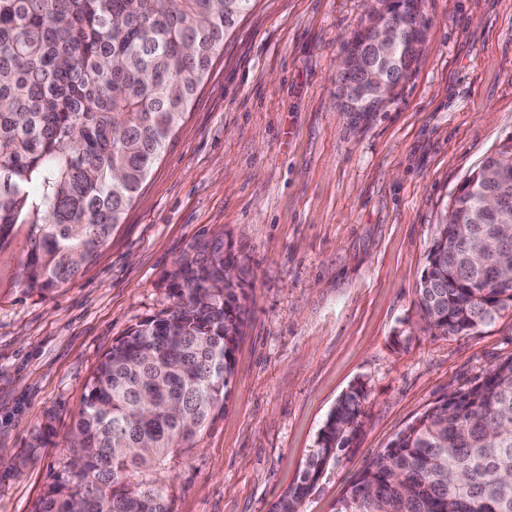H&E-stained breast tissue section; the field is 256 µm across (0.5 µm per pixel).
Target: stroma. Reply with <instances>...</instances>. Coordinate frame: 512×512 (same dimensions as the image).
<instances>
[{
	"instance_id": "stroma-1",
	"label": "stroma",
	"mask_w": 512,
	"mask_h": 512,
	"mask_svg": "<svg viewBox=\"0 0 512 512\" xmlns=\"http://www.w3.org/2000/svg\"><path fill=\"white\" fill-rule=\"evenodd\" d=\"M425 49L376 117L336 90L365 0H254L226 36L121 224L69 283L20 284L25 224L0 248V512H31L70 459L85 386L113 342L174 306L170 275L230 248L247 318L223 409L179 459L174 512H270L338 398L356 439L300 512H335L427 408L512 357V309L459 336L417 310L436 228L512 135V0H425Z\"/></svg>"
}]
</instances>
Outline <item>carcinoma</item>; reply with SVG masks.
Segmentation results:
<instances>
[{
  "label": "carcinoma",
  "instance_id": "1",
  "mask_svg": "<svg viewBox=\"0 0 512 512\" xmlns=\"http://www.w3.org/2000/svg\"><path fill=\"white\" fill-rule=\"evenodd\" d=\"M254 0H0V247L29 225L22 284L75 279L121 223L187 111L224 38ZM421 0H377L366 23L427 21ZM424 40L360 42L337 75L342 107L368 123L384 103L361 86L379 72L394 94ZM512 136L459 188L423 270L418 308L457 336L512 308ZM224 245L172 273L175 306L117 339L86 385L66 476L32 512H173L156 480L188 455L224 407L246 299L224 280ZM364 385L342 394L296 484L272 512H299L356 438ZM336 512H512V358L437 401L358 475Z\"/></svg>",
  "mask_w": 512,
  "mask_h": 512
}]
</instances>
